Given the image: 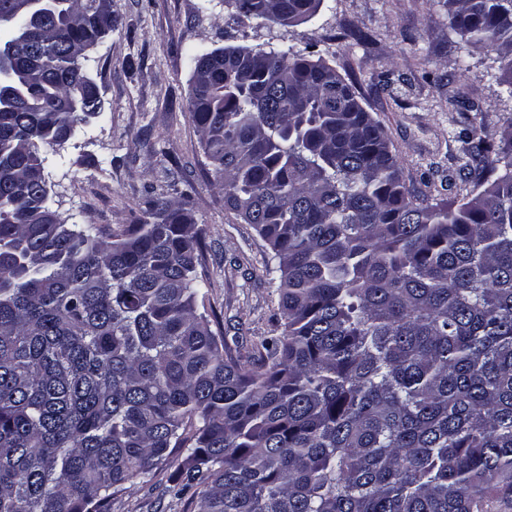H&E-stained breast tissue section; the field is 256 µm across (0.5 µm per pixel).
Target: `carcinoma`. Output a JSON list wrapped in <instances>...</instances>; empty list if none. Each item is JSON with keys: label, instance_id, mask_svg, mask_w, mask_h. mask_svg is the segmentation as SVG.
<instances>
[{"label": "carcinoma", "instance_id": "1", "mask_svg": "<svg viewBox=\"0 0 512 512\" xmlns=\"http://www.w3.org/2000/svg\"><path fill=\"white\" fill-rule=\"evenodd\" d=\"M0 0V512H112L181 455L198 512H512V121L459 200L415 198L322 59L219 48L186 104L224 204L266 241L275 334L250 355L198 311L185 203L69 224L41 146L104 112L96 0ZM321 0H225L283 27ZM512 96V0H443ZM495 159H489V155Z\"/></svg>", "mask_w": 512, "mask_h": 512}]
</instances>
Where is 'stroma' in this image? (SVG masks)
<instances>
[{
	"label": "stroma",
	"mask_w": 512,
	"mask_h": 512,
	"mask_svg": "<svg viewBox=\"0 0 512 512\" xmlns=\"http://www.w3.org/2000/svg\"><path fill=\"white\" fill-rule=\"evenodd\" d=\"M112 17V34L85 63L104 113L78 125L64 146L41 150L52 206L68 223L112 228L135 223L150 196L189 194L205 244V308L227 339L247 347L272 335L279 317L269 249L210 183L185 112L191 56L236 47L323 59L380 123L418 198L448 199L449 184H461V132L497 134L512 118L495 47L463 40L440 0H322L311 19L289 28L238 20L224 0H112ZM175 473L161 468L159 490L134 486L112 512H196L195 501L161 495Z\"/></svg>",
	"instance_id": "stroma-1"
}]
</instances>
